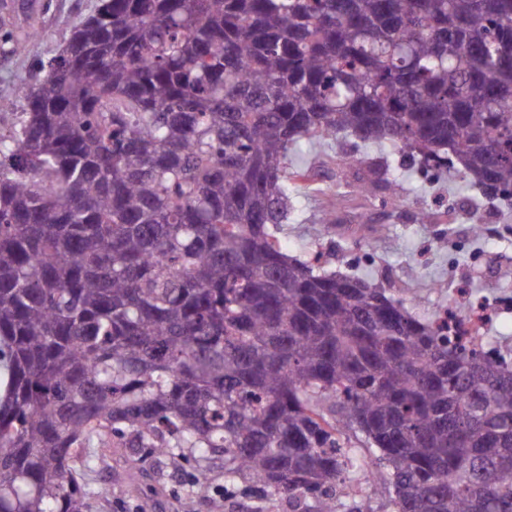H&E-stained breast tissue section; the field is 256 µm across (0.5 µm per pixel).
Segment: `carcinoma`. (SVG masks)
<instances>
[{
    "mask_svg": "<svg viewBox=\"0 0 512 512\" xmlns=\"http://www.w3.org/2000/svg\"><path fill=\"white\" fill-rule=\"evenodd\" d=\"M19 101L0 512H87L75 466L112 432L201 480L220 453L289 512H371L363 484L390 512H512V364L278 237L314 181L289 148L341 133L512 208V0H98ZM382 188L371 167L358 192Z\"/></svg>",
    "mask_w": 512,
    "mask_h": 512,
    "instance_id": "obj_1",
    "label": "carcinoma"
}]
</instances>
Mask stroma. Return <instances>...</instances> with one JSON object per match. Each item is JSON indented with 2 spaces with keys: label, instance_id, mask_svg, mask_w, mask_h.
I'll list each match as a JSON object with an SVG mask.
<instances>
[{
  "label": "stroma",
  "instance_id": "obj_1",
  "mask_svg": "<svg viewBox=\"0 0 512 512\" xmlns=\"http://www.w3.org/2000/svg\"><path fill=\"white\" fill-rule=\"evenodd\" d=\"M98 0H0V28L23 32L36 27L40 35L26 50L13 54L0 49V98H14L19 83L38 75L70 35L71 29L90 15ZM292 163L309 162L318 170L310 185L295 187L282 237L291 255L304 258L315 251L325 254V267L340 275H359L404 299L411 311L427 318L445 308L457 307V273H464L473 300L500 296L512 303V234L488 232L473 237L470 225L452 224L459 244L447 250L433 249L441 227L415 219L420 208L439 200L456 204L462 211H479L495 224L512 225V209L489 200L463 174L435 177L418 161L397 149L363 145L351 135L333 140H301L288 153ZM381 165L387 178L403 189L402 202L388 191L365 199L356 192L357 178L365 165ZM336 208V227L322 224L321 217ZM381 224V237L364 250L352 246L350 229ZM206 481L196 478L197 463L186 458L180 466L144 448L119 452L96 448L91 452L83 481L91 488L88 512H140L144 493H154L156 512H212L222 504L225 512H278L272 500L237 489L234 496L217 499L224 485V458L212 456Z\"/></svg>",
  "mask_w": 512,
  "mask_h": 512
}]
</instances>
